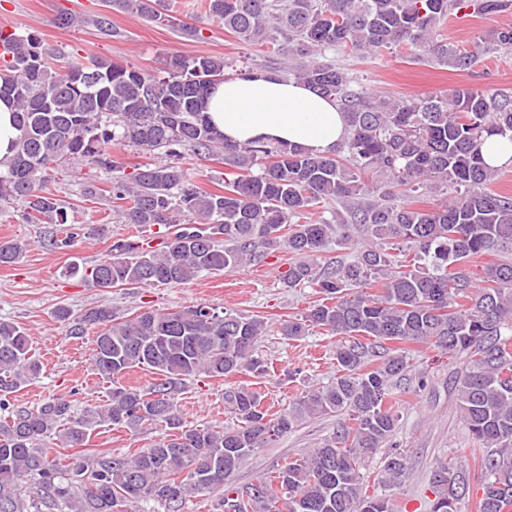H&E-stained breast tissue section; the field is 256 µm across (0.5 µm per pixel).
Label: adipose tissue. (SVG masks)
I'll return each instance as SVG.
<instances>
[{"label":"adipose tissue","mask_w":512,"mask_h":512,"mask_svg":"<svg viewBox=\"0 0 512 512\" xmlns=\"http://www.w3.org/2000/svg\"><path fill=\"white\" fill-rule=\"evenodd\" d=\"M225 142L271 140L329 156L348 135L335 100L275 73L232 75L214 86L204 104Z\"/></svg>","instance_id":"1"}]
</instances>
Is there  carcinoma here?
<instances>
[{
  "instance_id": "1",
  "label": "carcinoma",
  "mask_w": 512,
  "mask_h": 512,
  "mask_svg": "<svg viewBox=\"0 0 512 512\" xmlns=\"http://www.w3.org/2000/svg\"><path fill=\"white\" fill-rule=\"evenodd\" d=\"M161 25L177 18L160 0H107ZM470 0H203L209 19L247 45H268L290 79L338 102L348 136L330 156L280 142H224L202 112V100L231 65L218 57L174 55L155 76L132 64L84 61L44 47L40 36L4 33L0 98L16 106L21 135L0 168V203L18 201L28 224H65L54 172L84 158L110 175L88 196H108L124 222L171 233L162 248L113 242L89 271L69 273L94 288L184 285L202 273L221 274L285 250L287 288L319 295L307 312L268 322L233 309L196 305L152 307L124 317L107 306L55 318L80 335L96 329L94 365L112 380L106 404L76 416L69 402L15 406L12 394L39 377L26 329L0 321V512H128L151 501L180 512L189 497L221 495L224 512H394L390 491L408 469L393 442L399 415L389 401L411 381L410 352L430 347L464 358L457 381L460 418L481 452L477 512H512V195L492 193L495 169L482 159L484 139L512 140V95L462 85L416 101L382 98L353 85L327 53L380 56L396 48L458 71L475 55L448 46L442 24ZM512 0H479L484 15ZM164 150L166 161L126 166L109 145ZM190 150L219 156L228 169L224 191L204 190L175 158ZM421 188L454 191L434 208L403 196ZM189 222L178 229L180 218ZM371 236L349 261L318 262L331 242ZM27 244L0 241V266L22 258ZM499 259L470 275L490 252ZM321 329L336 340V376L301 393L275 413L246 386L224 391L237 424L188 427L176 395L193 377L218 380L268 374L258 352L262 336L300 339ZM159 381L141 390L119 384L133 368ZM345 414L348 421L317 447L288 461L277 476L245 487L226 480L252 454L310 418ZM137 432L159 426L161 439L133 456L80 453L63 464L40 442L84 448L95 427ZM381 455L369 491L366 459ZM430 512H458L469 485L464 464L432 471Z\"/></svg>"
}]
</instances>
